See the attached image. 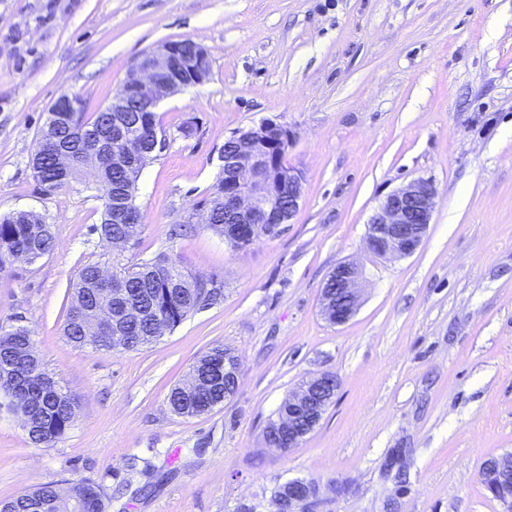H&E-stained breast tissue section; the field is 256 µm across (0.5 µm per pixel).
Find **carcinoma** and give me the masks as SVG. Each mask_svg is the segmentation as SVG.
<instances>
[{
  "label": "carcinoma",
  "instance_id": "carcinoma-1",
  "mask_svg": "<svg viewBox=\"0 0 512 512\" xmlns=\"http://www.w3.org/2000/svg\"><path fill=\"white\" fill-rule=\"evenodd\" d=\"M77 112H50L42 130L32 169L36 181L45 192H53L70 186L73 182L89 177L88 188L98 197H110L120 201L126 212L141 217L136 204L137 182L140 173L123 167L122 154L125 146L114 142L112 128L123 125L130 117L128 112H95L87 115L82 101H77ZM140 145L149 144L160 132L156 113L140 115L136 127ZM113 146L118 163L105 168H92L87 159L97 155L103 146ZM62 151L83 155L82 164L61 178L56 170L55 158ZM209 226L224 231V178H219L209 199ZM126 225L112 214V206L104 207L101 222L96 227L101 238L108 242L119 240L125 234ZM54 236L50 225L43 217L26 211L0 216V270L11 259L23 256L33 262L51 253ZM112 267L125 280L133 298L146 315L138 317L121 303L89 292L87 280L94 276L98 264L87 263L77 274L75 297L69 309L64 335L75 346L92 344L100 349L114 350L112 335L104 334L97 339L84 335L87 328H96L104 317L99 315L109 309L108 318L121 327L130 343L124 350H134L157 340L164 332L179 326L189 314L207 306L203 288L190 281H183L179 288L168 284L173 276L184 274L181 267L161 256L142 260L127 266L118 259ZM31 330L17 325L0 333V393L9 399V406L30 421L27 434L37 446L51 447L71 427L76 415L77 402L74 396L43 367L33 354ZM224 356V348L215 347L200 357L192 370L200 375L210 374L214 357ZM206 397L188 402L176 389L168 394V404L174 413L185 416L187 412H198ZM68 496L82 499L91 508H105L100 486L85 479L72 483ZM60 493L50 485L24 492L12 499L0 502V512H63Z\"/></svg>",
  "mask_w": 512,
  "mask_h": 512
}]
</instances>
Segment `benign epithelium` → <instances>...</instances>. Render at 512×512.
<instances>
[{
  "label": "benign epithelium",
  "instance_id": "obj_1",
  "mask_svg": "<svg viewBox=\"0 0 512 512\" xmlns=\"http://www.w3.org/2000/svg\"><path fill=\"white\" fill-rule=\"evenodd\" d=\"M186 69L194 59L180 56L179 48L164 43L143 54L131 68L122 85V93L105 107L107 112H153L166 97L182 91L189 83L173 75L177 63ZM292 133L288 126L263 122L229 138L232 150L224 154V241L236 246L255 236L258 228L280 232L290 223L302 197L303 174L284 163L274 147L284 146ZM437 190L432 181L417 179L390 194L368 225L367 245L384 259L411 255L426 234L436 207ZM336 287L321 292V314L332 325L347 323L360 306V281L363 268L350 261L333 270ZM112 282V297L126 294L125 282L110 277L102 269L94 287ZM240 363L224 352V399L233 396V384L239 381ZM338 382L332 373H321L301 384L280 407L273 426L288 431V447H296L319 424L330 405ZM482 472L492 482L490 492L502 503L504 512H512V453L488 458ZM274 497L277 512H310L318 488L310 479H293L280 484Z\"/></svg>",
  "mask_w": 512,
  "mask_h": 512
}]
</instances>
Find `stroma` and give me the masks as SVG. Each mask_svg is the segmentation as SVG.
<instances>
[{
    "label": "stroma",
    "instance_id": "35a3bbf8",
    "mask_svg": "<svg viewBox=\"0 0 512 512\" xmlns=\"http://www.w3.org/2000/svg\"><path fill=\"white\" fill-rule=\"evenodd\" d=\"M184 39L211 74L160 102L166 144L117 252L93 230L102 200L80 183L42 192L31 157L61 93L99 111L140 56ZM266 121L292 132L302 198L278 235L236 251L198 214L225 140ZM417 179L438 192L420 245L372 255L371 217ZM18 210L56 246L0 271V327L32 330L78 407L49 448L0 408V501L87 479L106 512H276L274 488L306 478L314 512H502L479 471L512 452V0H0V214ZM117 254L165 256L219 296L146 347H75L77 273ZM348 260L366 280L336 326L320 292ZM216 346L240 359L234 396L171 412ZM323 372L339 387L314 431L267 447L280 405Z\"/></svg>",
    "mask_w": 512,
    "mask_h": 512
}]
</instances>
